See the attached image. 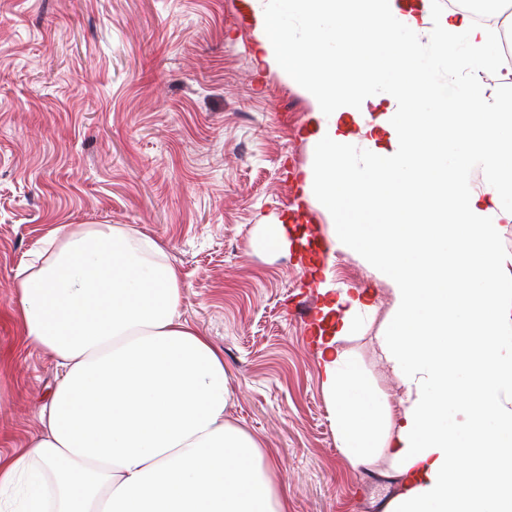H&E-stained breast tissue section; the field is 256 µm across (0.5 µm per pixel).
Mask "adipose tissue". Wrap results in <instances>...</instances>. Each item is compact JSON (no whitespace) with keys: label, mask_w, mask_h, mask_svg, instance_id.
I'll use <instances>...</instances> for the list:
<instances>
[{"label":"adipose tissue","mask_w":512,"mask_h":512,"mask_svg":"<svg viewBox=\"0 0 512 512\" xmlns=\"http://www.w3.org/2000/svg\"><path fill=\"white\" fill-rule=\"evenodd\" d=\"M435 0H246L267 61L314 105L319 166L304 190L330 219L325 248L365 259L390 286L378 338L396 401L363 380L346 343L371 292L324 281L315 354L338 446L395 486L383 512H512V482L476 488L455 466L498 448L512 472V112L479 73L502 46L470 11ZM305 15L306 40L287 19ZM372 52L337 78L344 33ZM429 34L433 54L421 46ZM468 46L477 71L439 80ZM357 133H350V126ZM381 197L391 224L366 220ZM437 224L402 231L410 209ZM15 275V317L61 374L24 448L0 453V512H290L272 454L227 413L224 356L183 319L182 278L140 231L56 228ZM456 404H449V396ZM456 419H449V411Z\"/></svg>","instance_id":"ef3b65f1"}]
</instances>
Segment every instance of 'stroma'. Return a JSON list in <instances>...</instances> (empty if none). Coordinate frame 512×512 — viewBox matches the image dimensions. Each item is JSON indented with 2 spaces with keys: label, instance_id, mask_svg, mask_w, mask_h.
<instances>
[{
  "label": "stroma",
  "instance_id": "1",
  "mask_svg": "<svg viewBox=\"0 0 512 512\" xmlns=\"http://www.w3.org/2000/svg\"><path fill=\"white\" fill-rule=\"evenodd\" d=\"M312 112L261 61L244 0H0V449L37 429L59 374L12 318L16 268L59 226L134 227L180 268L182 316L223 353L230 417L272 452L292 512H382L394 488L338 448L294 311L326 274L373 289L347 346L393 398L388 286L348 250L252 244L264 224L325 234L298 181Z\"/></svg>",
  "mask_w": 512,
  "mask_h": 512
}]
</instances>
